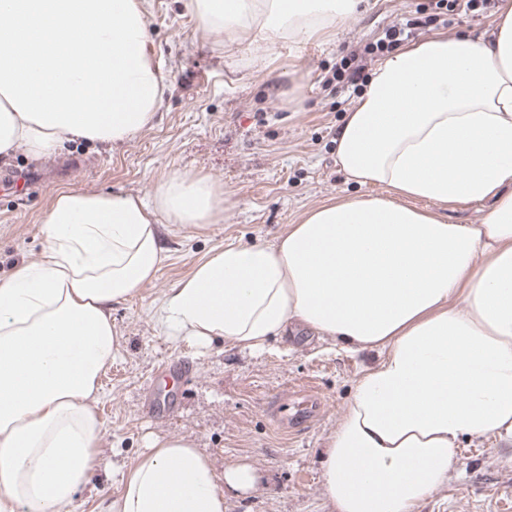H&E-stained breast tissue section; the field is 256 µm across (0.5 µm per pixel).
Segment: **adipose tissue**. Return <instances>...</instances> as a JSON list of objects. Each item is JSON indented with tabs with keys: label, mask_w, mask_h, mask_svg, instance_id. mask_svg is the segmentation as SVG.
<instances>
[{
	"label": "adipose tissue",
	"mask_w": 512,
	"mask_h": 512,
	"mask_svg": "<svg viewBox=\"0 0 512 512\" xmlns=\"http://www.w3.org/2000/svg\"><path fill=\"white\" fill-rule=\"evenodd\" d=\"M360 0H182L201 39L273 43L350 17ZM150 0H0V156L125 141L165 84ZM336 164L379 195L330 199L271 243L231 244L165 297L173 338L260 352L297 321L376 350L327 436L332 512H413L447 485L462 438L512 440V0L483 39L436 33L380 62L336 131ZM486 199L478 224L451 204ZM224 196L173 175L150 198L60 190L37 261L0 278V512H72L97 466L100 375L120 351L112 307L168 255L157 215L218 221ZM98 512H226L247 464L216 472L192 439H153L113 466ZM491 201L468 205H448V222L452 224H478L491 208Z\"/></svg>",
	"instance_id": "ef3b65f1"
}]
</instances>
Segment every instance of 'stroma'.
Masks as SVG:
<instances>
[{
  "instance_id": "obj_1",
  "label": "stroma",
  "mask_w": 512,
  "mask_h": 512,
  "mask_svg": "<svg viewBox=\"0 0 512 512\" xmlns=\"http://www.w3.org/2000/svg\"><path fill=\"white\" fill-rule=\"evenodd\" d=\"M428 4L363 0L351 19L270 47L202 43L195 18L177 0H151L153 51L168 86L151 124L121 143L77 139L56 157L38 159L21 147L0 158V175L46 173L35 185L19 179L0 188V276L38 259L46 244L44 213L59 189L147 198L158 182L181 174L205 178L224 194L223 221L162 227L167 260L151 283L112 308L121 350L99 401L105 410L99 466L77 493L75 512H94L97 493L119 492L113 463L132 461L152 439L172 436L194 438L217 469L238 462L261 473L254 491L225 489L227 512H330L324 437L374 354L343 351L298 326L258 355L220 339L195 347L169 337L152 314L215 250L273 241L323 201L362 194L338 169L334 144L355 92L330 78L343 57ZM496 13L458 4L424 32L478 37L491 31ZM302 391L318 395L325 410L282 431L272 404ZM152 403L164 413L151 414ZM416 512H512V443L462 439L447 485Z\"/></svg>"
}]
</instances>
